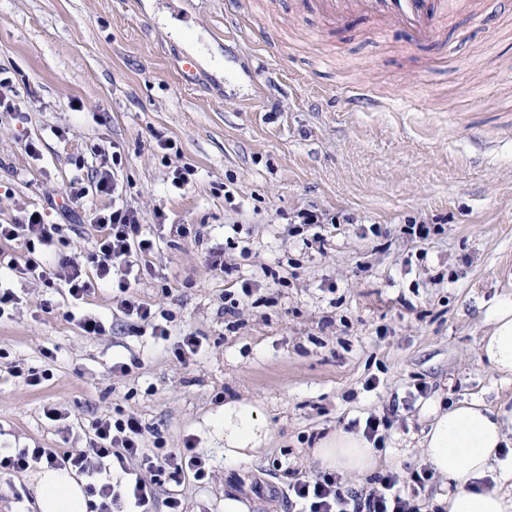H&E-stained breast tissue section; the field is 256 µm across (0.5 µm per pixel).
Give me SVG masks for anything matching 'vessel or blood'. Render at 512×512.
<instances>
[{
    "instance_id": "1",
    "label": "vessel or blood",
    "mask_w": 512,
    "mask_h": 512,
    "mask_svg": "<svg viewBox=\"0 0 512 512\" xmlns=\"http://www.w3.org/2000/svg\"><path fill=\"white\" fill-rule=\"evenodd\" d=\"M300 8H312L333 28L355 15L369 20L376 32L405 28L417 45L438 39L449 15L471 8V0H297Z\"/></svg>"
}]
</instances>
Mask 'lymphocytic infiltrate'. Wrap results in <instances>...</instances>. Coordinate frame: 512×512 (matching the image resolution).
<instances>
[{"instance_id": "1", "label": "lymphocytic infiltrate", "mask_w": 512, "mask_h": 512, "mask_svg": "<svg viewBox=\"0 0 512 512\" xmlns=\"http://www.w3.org/2000/svg\"><path fill=\"white\" fill-rule=\"evenodd\" d=\"M95 223L101 235L96 241L95 271L87 273L74 257L61 258L63 281L73 300L90 296L100 284L115 283L124 297L120 309L125 316L140 320L152 328L153 335L167 336L166 326L156 323L151 307L131 296V278L138 260L155 248L153 239L144 235L140 214L124 206L97 214ZM63 228L45 223L43 218L18 224H0V239L22 240L28 251L36 247H53ZM89 446L65 452L56 448H28L16 454L0 451V474L11 475L43 464L54 468L67 465L81 474L90 475L86 487L96 502L93 512H149L164 476L192 472L203 480L205 462L194 452L193 437H186L181 449L172 451L143 444V426L136 413L117 412L95 417L88 424ZM139 460L141 472L128 471V460ZM288 489L300 512H420L400 487L396 474L377 475L367 493L346 489L336 474L318 472L310 476L289 472Z\"/></svg>"}]
</instances>
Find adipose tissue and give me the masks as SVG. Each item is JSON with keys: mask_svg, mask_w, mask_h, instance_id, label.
Masks as SVG:
<instances>
[{"mask_svg": "<svg viewBox=\"0 0 512 512\" xmlns=\"http://www.w3.org/2000/svg\"><path fill=\"white\" fill-rule=\"evenodd\" d=\"M491 325L481 350L497 373L512 376V293L495 297L486 312ZM422 438V454L441 481L431 506L435 512H512V409L479 399L432 407ZM270 431L251 403L224 404V457L249 459L258 454ZM312 454L325 468L346 475L376 472L379 458L362 433L343 429L324 437ZM37 512H90L84 480L67 467L41 468L31 474Z\"/></svg>", "mask_w": 512, "mask_h": 512, "instance_id": "1", "label": "adipose tissue"}]
</instances>
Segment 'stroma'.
I'll use <instances>...</instances> for the list:
<instances>
[{
	"label": "stroma",
	"instance_id": "stroma-1",
	"mask_svg": "<svg viewBox=\"0 0 512 512\" xmlns=\"http://www.w3.org/2000/svg\"><path fill=\"white\" fill-rule=\"evenodd\" d=\"M245 12L264 45L225 38L224 0H0V69L20 107L0 111V224L37 210L64 227L52 249L0 251L86 261L94 215L134 208L157 248L129 293L170 316L163 339L111 286L71 308L62 288L0 271L20 297L0 318V448L87 447L89 420L118 408L139 416L145 447L193 436L208 476L165 477L152 512L171 495L185 512H224L228 497L289 512V471L319 472L311 448L353 419L391 413L380 469L406 476L425 466L431 405L512 406V381L479 349L487 307L512 292V0H477L419 47L365 19L327 27L295 0ZM360 85L380 107L343 102ZM97 149L122 158L117 197L97 190ZM73 185L84 195L66 214ZM306 210L320 223L294 233ZM86 313L105 335L82 332ZM189 333L200 348L177 356ZM29 370L49 377L28 386ZM230 399L270 429L256 458L224 460L209 419Z\"/></svg>",
	"mask_w": 512,
	"mask_h": 512
}]
</instances>
